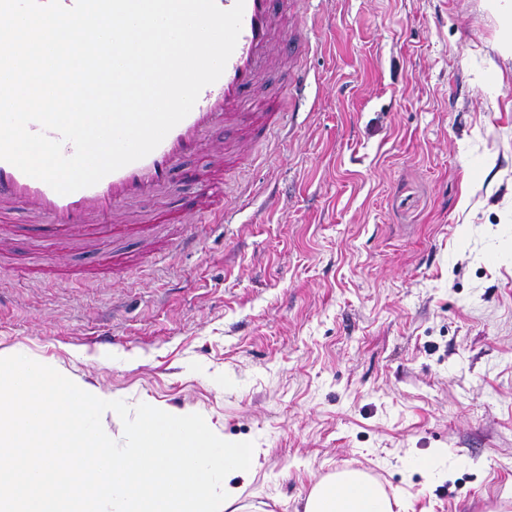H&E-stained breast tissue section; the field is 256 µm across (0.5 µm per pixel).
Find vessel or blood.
Wrapping results in <instances>:
<instances>
[{
	"label": "vessel or blood",
	"instance_id": "1",
	"mask_svg": "<svg viewBox=\"0 0 512 512\" xmlns=\"http://www.w3.org/2000/svg\"><path fill=\"white\" fill-rule=\"evenodd\" d=\"M297 23L293 0H245L241 32L223 74L203 88L191 112L150 154L94 186L65 195L0 160V216L26 210L30 223L47 240L118 235L126 216L142 201L167 199L188 160L202 152L206 135L220 132L236 138L237 149L224 152L217 162L219 168L230 169L246 157L252 140L287 115L276 99L260 92L272 77L292 86L295 107L307 103L306 72L293 68L290 57L281 52L286 30ZM194 178L202 187L194 212L209 222H223L224 206L207 190L210 170L195 172Z\"/></svg>",
	"mask_w": 512,
	"mask_h": 512
}]
</instances>
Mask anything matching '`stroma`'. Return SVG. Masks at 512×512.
<instances>
[{
    "label": "stroma",
    "mask_w": 512,
    "mask_h": 512,
    "mask_svg": "<svg viewBox=\"0 0 512 512\" xmlns=\"http://www.w3.org/2000/svg\"><path fill=\"white\" fill-rule=\"evenodd\" d=\"M311 111L188 214L0 251V355L265 448L244 512L337 470L512 512V60L481 0H296ZM211 170L205 169L194 172L191 176L202 186L196 203L193 207L195 213L208 219L209 223H224V201L216 204L214 198L206 190L211 181Z\"/></svg>",
    "instance_id": "stroma-1"
}]
</instances>
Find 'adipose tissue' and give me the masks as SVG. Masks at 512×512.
<instances>
[{"label": "adipose tissue", "instance_id": "adipose-tissue-1", "mask_svg": "<svg viewBox=\"0 0 512 512\" xmlns=\"http://www.w3.org/2000/svg\"><path fill=\"white\" fill-rule=\"evenodd\" d=\"M304 512H394V508L390 497L365 472L344 470L311 488Z\"/></svg>", "mask_w": 512, "mask_h": 512}]
</instances>
